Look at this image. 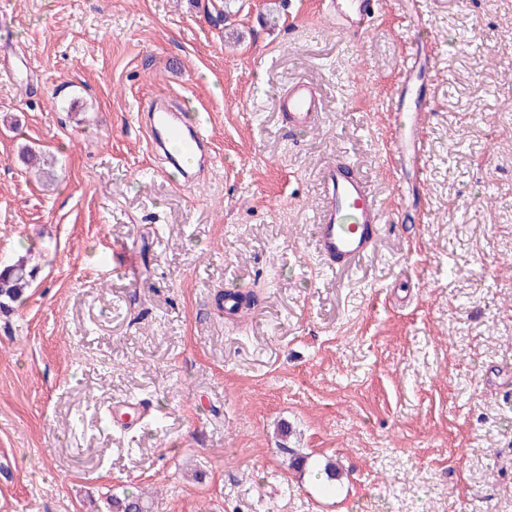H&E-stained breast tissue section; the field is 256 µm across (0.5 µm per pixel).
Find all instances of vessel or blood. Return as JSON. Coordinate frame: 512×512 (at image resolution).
<instances>
[{
	"label": "vessel or blood",
	"instance_id": "vessel-or-blood-1",
	"mask_svg": "<svg viewBox=\"0 0 512 512\" xmlns=\"http://www.w3.org/2000/svg\"><path fill=\"white\" fill-rule=\"evenodd\" d=\"M324 4V13L335 23L337 32L355 36L372 28L379 9L378 0H324ZM456 5L457 0H407L406 13L420 19L447 12ZM434 70L433 47L426 42L416 43L394 92L388 156L401 173L400 200L405 209L421 204L410 190L421 181L424 131L433 104L430 88ZM280 108L289 127L306 130L317 125L321 102L315 87L299 80L281 98ZM143 121L153 150L163 152L168 161L199 155L210 147L201 126L184 125L177 113L157 101H150ZM381 222L380 204L363 179L349 172L339 161L325 167L323 202L315 227V250L330 268H347L369 255L377 241L376 227ZM148 414L141 403L118 401L112 407V424L131 430Z\"/></svg>",
	"mask_w": 512,
	"mask_h": 512
}]
</instances>
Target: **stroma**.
Wrapping results in <instances>:
<instances>
[{
  "label": "stroma",
  "instance_id": "1",
  "mask_svg": "<svg viewBox=\"0 0 512 512\" xmlns=\"http://www.w3.org/2000/svg\"><path fill=\"white\" fill-rule=\"evenodd\" d=\"M320 2L242 0L228 31L221 0H0V262L36 268L0 316V512L125 491L154 512H512V0L429 20L420 223L394 219L385 151L404 0L357 38ZM299 79L323 112L294 132ZM159 95L212 142L199 186L158 172L139 110ZM26 146L56 156L53 190ZM338 159L385 215L345 271L314 251ZM227 289L256 296L235 323ZM132 394L158 425L99 430L94 405ZM283 441L339 465L335 492ZM280 108L288 119V126L298 130L315 127L319 121L321 102L315 87L298 80L280 100Z\"/></svg>",
  "mask_w": 512,
  "mask_h": 512
}]
</instances>
